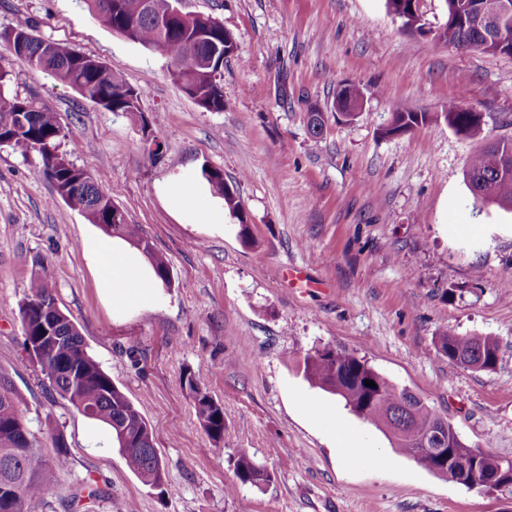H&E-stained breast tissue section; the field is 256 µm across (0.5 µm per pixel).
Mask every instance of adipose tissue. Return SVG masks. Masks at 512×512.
<instances>
[{
  "label": "adipose tissue",
  "instance_id": "adipose-tissue-1",
  "mask_svg": "<svg viewBox=\"0 0 512 512\" xmlns=\"http://www.w3.org/2000/svg\"><path fill=\"white\" fill-rule=\"evenodd\" d=\"M205 185L194 174L185 173L161 187L168 207L182 220L209 228H223L226 212L221 203L204 201ZM84 255L100 296L113 309L136 314L157 304L163 284L145 254L120 236L89 235Z\"/></svg>",
  "mask_w": 512,
  "mask_h": 512
}]
</instances>
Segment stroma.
I'll return each instance as SVG.
<instances>
[{
	"label": "stroma",
	"instance_id": "35a3bbf8",
	"mask_svg": "<svg viewBox=\"0 0 512 512\" xmlns=\"http://www.w3.org/2000/svg\"><path fill=\"white\" fill-rule=\"evenodd\" d=\"M181 8L216 18L234 39L217 77L223 111L197 104L165 53L101 26L84 0H0V31L28 20L40 38L147 87L140 106L163 145L156 160L138 125L31 72L0 42L11 91L57 112L60 152L139 225L172 276L155 307L113 311L84 258L91 224L41 175L38 153L0 145V367L31 428L56 426L71 461L51 506L30 512H512L510 498L421 468L303 374L312 348L354 352L469 443L512 455V288L500 285L512 267V212L473 202L464 175L479 140L441 121L379 134L392 105L433 113L459 98L482 114L485 135L512 139V57L408 34L385 0ZM341 83L365 94L349 124L328 113ZM314 105L327 113L318 136ZM205 167L236 185L249 242L235 218L220 230L194 226L160 196L162 183ZM285 267L300 279L278 278ZM36 272L151 425L171 493L144 485L26 350L20 308ZM446 333L497 337L496 368L448 362L438 350ZM189 373L224 408L221 442L199 423ZM243 454L269 473L266 485L236 478ZM79 478L110 487L111 500L72 501Z\"/></svg>",
	"mask_w": 512,
	"mask_h": 512
}]
</instances>
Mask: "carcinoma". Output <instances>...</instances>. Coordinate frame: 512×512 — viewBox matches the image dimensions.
I'll use <instances>...</instances> for the list:
<instances>
[{
	"mask_svg": "<svg viewBox=\"0 0 512 512\" xmlns=\"http://www.w3.org/2000/svg\"><path fill=\"white\" fill-rule=\"evenodd\" d=\"M84 0L89 13L103 26L145 48L159 49L171 60V76L184 92L209 110H224V95L217 84V72L224 66V48L234 44L231 35L209 15L196 14L171 23L172 0ZM409 0H386L388 12L411 33L434 37L444 43L488 55H507L508 46L494 40L477 14L470 10L472 0H443L446 23L436 31L427 27L424 13L407 12ZM12 30L24 37L13 43L11 53L24 59L35 71L46 72L72 87L90 102L110 112H121L148 131L147 117L140 108L145 89L128 85L106 64L78 54L61 43L33 35L32 25L21 20ZM9 79L0 73V139L26 154L35 151L43 162L41 174L51 181L56 194L66 205L84 215L109 235L135 241L151 256L164 286L171 285L167 261L152 254L148 241L140 236L139 225L112 222L114 204L84 170L74 164L56 162L62 128L57 113L40 104L36 97L19 98L10 91ZM363 93L353 84L336 88L332 108L341 110L345 122L356 119L354 110L362 106ZM444 121L456 133L468 137L482 134V123L460 101H450L441 112H414L400 105L392 107L389 124L381 129L388 138L411 131L433 121ZM474 204L493 202L512 210V139L488 142L472 158L465 173ZM207 181L211 190L224 199V208L238 220L241 236L248 228L237 188L212 170ZM52 280L33 276L30 294L21 306L24 345L33 348L53 389L68 400L87 419L104 425L119 448L128 468L147 486L165 485L164 465L154 447V434L138 409L105 373L88 352L77 327L55 309ZM440 353L464 368L492 371L500 357L499 340L494 336L440 337ZM304 377L338 397L357 417L374 423L389 436L394 447L425 470L439 474L442 466L436 454L424 445L433 433L442 436L450 459L448 470L463 463L467 474L492 481L489 491L512 497V458L497 455L465 441L442 415L406 388H399L376 371L367 360L333 347L316 348L304 357ZM372 380L369 387L364 381ZM200 424L215 441L224 436V408L204 391L194 377L187 376ZM55 442L57 454L49 459L42 453L30 422L19 407L8 372L0 368V512H26L27 502L58 494L60 475L70 469L63 436L46 427ZM236 477L255 487L269 482V474L250 457L242 455L236 464ZM79 492L90 499L112 496L108 487L82 480Z\"/></svg>",
	"mask_w": 512,
	"mask_h": 512,
	"instance_id": "obj_1",
	"label": "carcinoma"
}]
</instances>
